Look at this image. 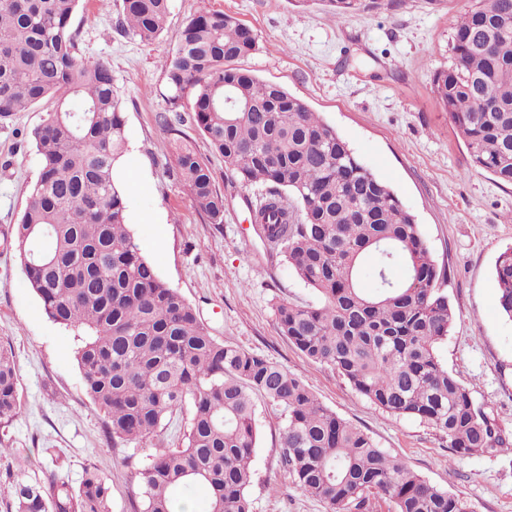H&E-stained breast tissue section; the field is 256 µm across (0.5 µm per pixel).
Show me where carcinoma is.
Masks as SVG:
<instances>
[{"mask_svg": "<svg viewBox=\"0 0 512 512\" xmlns=\"http://www.w3.org/2000/svg\"><path fill=\"white\" fill-rule=\"evenodd\" d=\"M80 0H0V120L53 102L30 137L38 178L16 225L30 288L53 322L80 329L83 388L105 414L112 443L160 437L184 405L181 445H158L136 473L140 512H174L201 487L207 512H251L247 488L257 447L256 398L281 408L283 460L325 512H367L371 496L395 512H472L362 430L322 405L288 370L220 342L196 310L157 275L127 227L114 170L127 151L121 101L106 62L78 56L72 20ZM341 21L382 0H321ZM119 23L142 42L163 34L169 0H121ZM448 69L434 78L473 165L512 184V0H474L452 24ZM252 31L222 11L187 19L164 69L175 175L207 224L224 223V193L187 139L190 123L250 185L266 187L251 221L321 298L281 304L279 331L309 359L336 370L384 412L415 420L459 454L511 453L512 440L478 407L439 346L454 316L446 268L420 224L349 144L300 98L235 63L252 55ZM250 102L224 111V93ZM192 112L185 118L181 108ZM298 206L284 201L281 190ZM405 275H393L394 258ZM373 258L369 284L360 279ZM498 305L512 319V248L495 262ZM9 343L0 341V426L20 413ZM112 491L85 470L78 484L51 471L16 480L14 512H110Z\"/></svg>", "mask_w": 512, "mask_h": 512, "instance_id": "carcinoma-1", "label": "carcinoma"}]
</instances>
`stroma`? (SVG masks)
<instances>
[{"label": "stroma", "mask_w": 512, "mask_h": 512, "mask_svg": "<svg viewBox=\"0 0 512 512\" xmlns=\"http://www.w3.org/2000/svg\"><path fill=\"white\" fill-rule=\"evenodd\" d=\"M468 7V0H400L339 23L322 0H170L166 31L147 44L119 27L118 6L80 0L73 26L82 57L112 68L128 141L123 163L151 182L149 191L126 196L133 240L212 336L288 369L379 447L429 483L467 498L474 512H512V453L456 454L431 428L383 412L280 334L277 305L320 298L251 224L259 187L234 177L195 136L224 193L223 224L203 223L171 173V136L159 121L166 108L163 62L185 18L217 10L240 20L257 39L241 68L319 112L416 216L434 260L447 269L443 289L454 323L440 356L512 438V320L498 307L493 276L497 256L512 246V185L472 166L433 93L436 73L451 62L450 21ZM44 112L39 105L0 120V340L12 347L22 405L0 427L10 449L0 456V512L14 501L16 475L32 481L57 468L75 483L84 470H96L112 488L111 512H133L136 473L149 451L113 445L104 413L81 385L77 333L47 318L14 239L39 174L30 132ZM281 424L278 407L258 402L252 512H325L285 467Z\"/></svg>", "instance_id": "obj_1"}]
</instances>
